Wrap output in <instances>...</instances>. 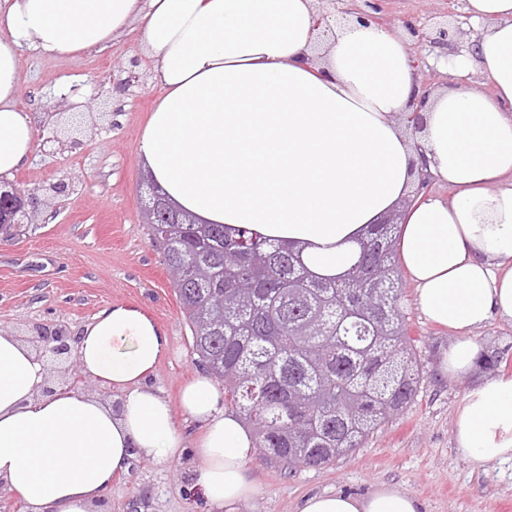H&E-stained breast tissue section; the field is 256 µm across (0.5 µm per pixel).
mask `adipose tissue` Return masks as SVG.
Returning <instances> with one entry per match:
<instances>
[{"label":"adipose tissue","mask_w":512,"mask_h":512,"mask_svg":"<svg viewBox=\"0 0 512 512\" xmlns=\"http://www.w3.org/2000/svg\"><path fill=\"white\" fill-rule=\"evenodd\" d=\"M482 28L454 57L492 88L432 92L424 127L406 111L420 84L395 29L350 16L319 22L315 0H0V179L29 163L35 133L18 106L21 49L78 54L140 31L165 90L139 142L147 170L182 210L302 246L333 275L347 252L398 207L399 240L416 302L457 332L443 369L469 374L482 349L473 330L512 323V0H467ZM452 199L417 193L418 171ZM165 330L115 302L80 326V373L112 406L80 388L49 386L31 344L0 331V485L26 512H94L134 459L198 462L194 490L234 512L257 491L254 436L197 375L171 404L153 385ZM201 435L185 446L176 415ZM474 468L512 461V377L473 389L456 420ZM416 498L382 485L362 497L324 492L299 512H417Z\"/></svg>","instance_id":"adipose-tissue-1"}]
</instances>
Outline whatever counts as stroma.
<instances>
[{
    "label": "stroma",
    "instance_id": "stroma-1",
    "mask_svg": "<svg viewBox=\"0 0 512 512\" xmlns=\"http://www.w3.org/2000/svg\"><path fill=\"white\" fill-rule=\"evenodd\" d=\"M387 26L398 29L411 57L424 58L420 84L457 83L443 54L470 48L479 36L467 0H378ZM457 36L447 47L442 28ZM18 102L41 134L78 138L53 154L34 152L15 184L31 188L65 180L63 195L45 194L32 231L0 241V329L27 335L34 325L68 331L89 322L115 302L139 307L168 336L153 383L178 401L188 381L201 373L191 353V335L171 276L141 222L144 191L139 140L162 95L134 30L114 36L104 51L43 56L24 50L19 63ZM92 113L94 125L72 129V112ZM410 337L423 366L415 403L390 421L364 447L330 467H291L253 456L258 491L236 512H298L304 497L341 491L365 495L380 485H398L416 497L420 512H512V463L474 469L456 444V417L469 391L485 376L444 374L442 358L455 332L428 321L405 288ZM196 464L133 460L116 479L101 512H219L192 491Z\"/></svg>",
    "mask_w": 512,
    "mask_h": 512
}]
</instances>
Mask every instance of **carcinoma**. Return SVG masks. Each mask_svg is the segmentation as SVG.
<instances>
[{
  "instance_id": "obj_1",
  "label": "carcinoma",
  "mask_w": 512,
  "mask_h": 512,
  "mask_svg": "<svg viewBox=\"0 0 512 512\" xmlns=\"http://www.w3.org/2000/svg\"><path fill=\"white\" fill-rule=\"evenodd\" d=\"M175 294L192 353L260 454L323 469L403 414L420 388L398 274L400 224H373L347 269L328 277L250 228L198 224L170 208L147 225ZM512 346L486 351L498 369Z\"/></svg>"
}]
</instances>
